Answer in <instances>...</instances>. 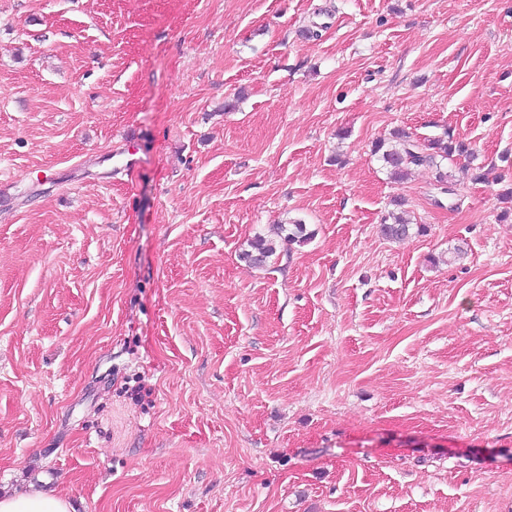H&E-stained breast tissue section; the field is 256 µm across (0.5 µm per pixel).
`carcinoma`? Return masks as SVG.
Here are the masks:
<instances>
[{"label":"carcinoma","instance_id":"1","mask_svg":"<svg viewBox=\"0 0 512 512\" xmlns=\"http://www.w3.org/2000/svg\"><path fill=\"white\" fill-rule=\"evenodd\" d=\"M400 140V146H393L386 141H379L374 146V154L379 156L384 167L388 170L392 179L401 181L414 167H433L437 171V183L440 187H446L450 174L444 169L443 162H453L460 158L471 159L474 157L473 149L464 140L448 138L434 140L423 144L404 133L396 134ZM383 236L400 240L412 233H422L425 228L412 224L402 211H392L388 218L380 225ZM308 240L305 234V224L295 221L291 224H277L274 228V236H256L250 243V249L240 255V259L250 268L265 266L277 252L281 244L302 243Z\"/></svg>","mask_w":512,"mask_h":512}]
</instances>
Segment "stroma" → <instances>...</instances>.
Returning <instances> with one entry per match:
<instances>
[{
	"instance_id": "obj_1",
	"label": "stroma",
	"mask_w": 512,
	"mask_h": 512,
	"mask_svg": "<svg viewBox=\"0 0 512 512\" xmlns=\"http://www.w3.org/2000/svg\"><path fill=\"white\" fill-rule=\"evenodd\" d=\"M511 185L512 0H0V493L512 512ZM395 135V138L401 141L400 146L389 145L385 140H380L375 144L373 151L375 155H379V160L396 181L405 179L413 167L428 166L435 167L440 188L448 187L452 174H448V169H444L443 162H454L462 157L470 160L474 157L470 143L450 136L447 141L437 139L426 145L405 133ZM415 228V233L417 234L425 231L421 224H412L406 218L403 211H391L388 214V218H385L384 223L380 225L382 235L393 240H400L410 236ZM305 224L294 221L293 224H275L274 236H255L250 243V250H245L240 259L250 268L265 266L277 252L281 244L302 243L308 239Z\"/></svg>"
}]
</instances>
